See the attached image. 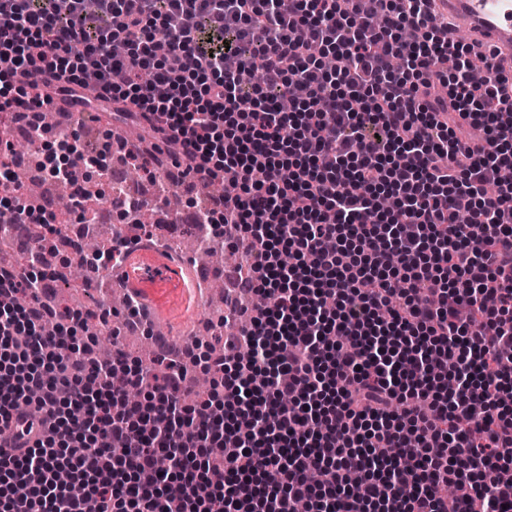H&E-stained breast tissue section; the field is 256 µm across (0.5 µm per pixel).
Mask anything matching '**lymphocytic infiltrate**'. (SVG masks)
Returning a JSON list of instances; mask_svg holds the SVG:
<instances>
[{"mask_svg": "<svg viewBox=\"0 0 512 512\" xmlns=\"http://www.w3.org/2000/svg\"><path fill=\"white\" fill-rule=\"evenodd\" d=\"M430 6L0 0V112L67 157L42 154L43 179L107 166L112 139L89 151L41 120L94 70L115 115L179 143L182 178L238 185L187 219L246 247L243 287L276 299L243 310L223 355L197 343L159 375L122 353L97 363L81 313L42 300L54 248L0 267V512H443L451 485L460 512H512L495 478L512 465L508 79L471 84L474 45ZM36 65L54 91L30 81ZM297 83L306 96L280 111ZM0 212L12 229L53 215L4 161ZM191 368L211 384L189 405ZM270 469L281 483L258 484Z\"/></svg>", "mask_w": 512, "mask_h": 512, "instance_id": "obj_1", "label": "lymphocytic infiltrate"}]
</instances>
